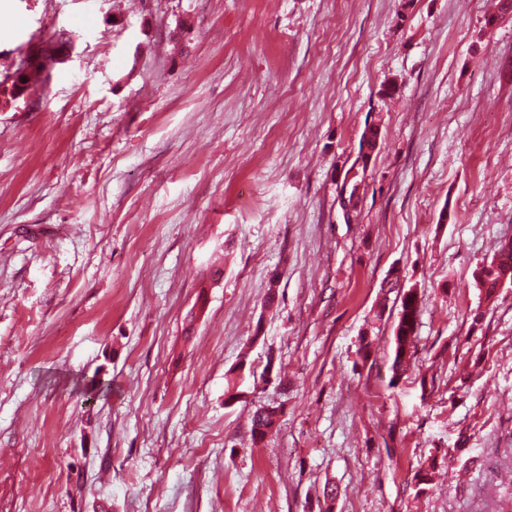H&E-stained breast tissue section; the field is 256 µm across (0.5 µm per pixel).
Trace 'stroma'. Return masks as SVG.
<instances>
[{"label": "stroma", "mask_w": 512, "mask_h": 512, "mask_svg": "<svg viewBox=\"0 0 512 512\" xmlns=\"http://www.w3.org/2000/svg\"><path fill=\"white\" fill-rule=\"evenodd\" d=\"M495 3L0 0V512H512ZM497 251V254L493 260L488 264L489 267H493L497 263V269H491L488 273L489 277L493 275V277L489 278L486 282V289L488 294L496 293L497 283L501 274L507 271H511L510 278L512 277V242H510L508 245L502 244L498 247ZM508 283L510 285L512 284V282H508V273H505L499 280L497 290L504 288ZM407 290H413V296H405ZM407 290L403 289L399 295L400 304L394 327V356L391 366L394 378L407 371L419 315L420 300L417 290L415 288ZM280 419L277 406H260L255 410L251 419V432L253 440H263L271 433Z\"/></svg>", "instance_id": "stroma-1"}]
</instances>
